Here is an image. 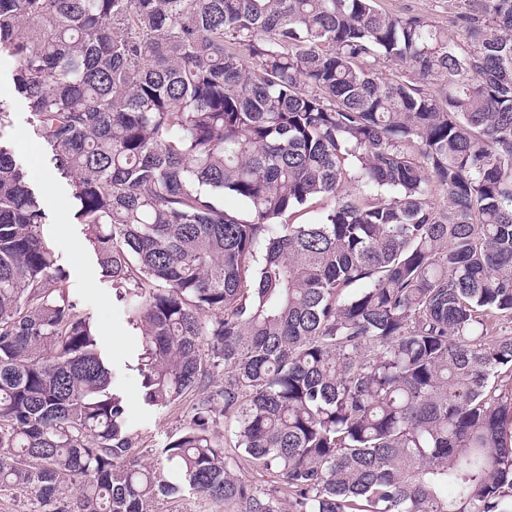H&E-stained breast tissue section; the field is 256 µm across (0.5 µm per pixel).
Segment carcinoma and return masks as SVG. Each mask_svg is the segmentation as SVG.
I'll use <instances>...</instances> for the list:
<instances>
[{
  "label": "carcinoma",
  "instance_id": "carcinoma-1",
  "mask_svg": "<svg viewBox=\"0 0 512 512\" xmlns=\"http://www.w3.org/2000/svg\"><path fill=\"white\" fill-rule=\"evenodd\" d=\"M452 26L377 0H0V55L142 329L145 403L224 371L165 447L177 477L132 459L118 372L0 148V491L512 512V0H459Z\"/></svg>",
  "mask_w": 512,
  "mask_h": 512
}]
</instances>
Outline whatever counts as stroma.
<instances>
[{"label":"stroma","instance_id":"35a3bbf8","mask_svg":"<svg viewBox=\"0 0 512 512\" xmlns=\"http://www.w3.org/2000/svg\"><path fill=\"white\" fill-rule=\"evenodd\" d=\"M456 0H379L385 11L424 15L437 25L449 26ZM14 60L0 55V101L8 105L11 123L0 129V147L7 149L26 184L40 197L46 212L42 226L45 243L54 252L66 275V285L81 313L96 328L102 353L108 365L123 376L120 390L125 423L134 439L135 454L145 462L159 463L163 450L174 437L191 405L224 384L223 372L206 376L187 399L166 409L144 404L138 356L142 352V331L129 318L128 307L117 297L110 278L102 275L97 255L86 239V231L74 217V187L50 162L48 148L34 131V121L24 98L13 85Z\"/></svg>","mask_w":512,"mask_h":512}]
</instances>
